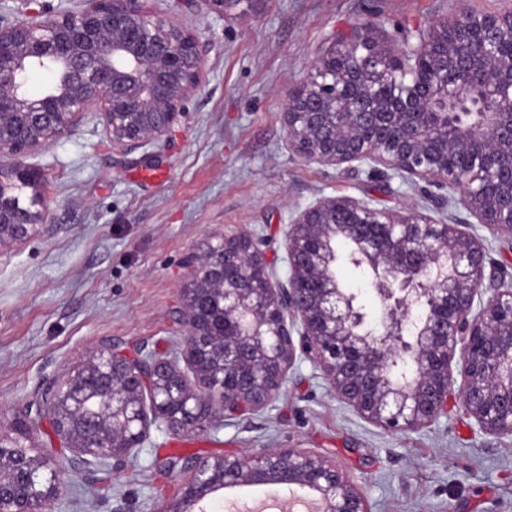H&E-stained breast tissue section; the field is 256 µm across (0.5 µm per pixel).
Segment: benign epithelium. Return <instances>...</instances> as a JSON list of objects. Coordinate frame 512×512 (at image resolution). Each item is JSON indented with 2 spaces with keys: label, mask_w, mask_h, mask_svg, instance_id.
Listing matches in <instances>:
<instances>
[{
  "label": "benign epithelium",
  "mask_w": 512,
  "mask_h": 512,
  "mask_svg": "<svg viewBox=\"0 0 512 512\" xmlns=\"http://www.w3.org/2000/svg\"><path fill=\"white\" fill-rule=\"evenodd\" d=\"M244 18L261 0H188ZM206 50L144 0H87L44 18L0 16V156L46 147L101 112L112 149L167 141L206 79ZM50 82L37 94L33 74ZM288 144L324 167L384 169L447 191L440 205L512 239V11L477 12L468 0L424 30L381 41L369 22L332 39L288 87ZM35 187L20 163L0 185ZM23 218L0 195V244L46 219ZM373 272L381 314L367 326L357 296L340 287L334 244ZM252 234L226 235L191 257L179 356L130 354L104 342L35 405L0 427V512H55L65 480L39 449L49 423L71 466L121 468L156 425L196 437L275 403L303 361L365 422L419 432L448 415L453 367L463 411L486 434L512 437V280L486 274L482 239L416 208L405 215L349 196L306 206L285 233L286 282ZM488 287H483L484 279ZM183 360L202 392L193 391ZM179 494L157 512H209L229 484L281 485L293 502L313 493L321 512H372L336 462L311 451L266 448L248 457L185 459Z\"/></svg>",
  "instance_id": "7a95c632"
}]
</instances>
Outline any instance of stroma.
<instances>
[{"instance_id":"stroma-1","label":"stroma","mask_w":512,"mask_h":512,"mask_svg":"<svg viewBox=\"0 0 512 512\" xmlns=\"http://www.w3.org/2000/svg\"><path fill=\"white\" fill-rule=\"evenodd\" d=\"M208 48L207 78L171 141L113 150L98 113L23 157L41 176L20 186L22 207L45 223L0 245V416L36 402L64 369L102 341L173 354L185 264L223 234L263 237L278 277L288 219L324 196L347 195L406 213L431 208L434 186L386 171L326 168L298 158L283 120L289 84L336 32L369 22L378 37L427 28L453 0H262L250 17L224 20L182 4L146 0ZM493 266L512 276V240L471 221ZM39 441L65 476L60 512H155L183 480L160 469L178 457L248 456L300 448L339 464L372 512H512V437L480 432L453 407L418 433H389L340 402L309 363H299L273 407L188 439L151 428L139 453L93 479L71 470L50 427Z\"/></svg>"}]
</instances>
